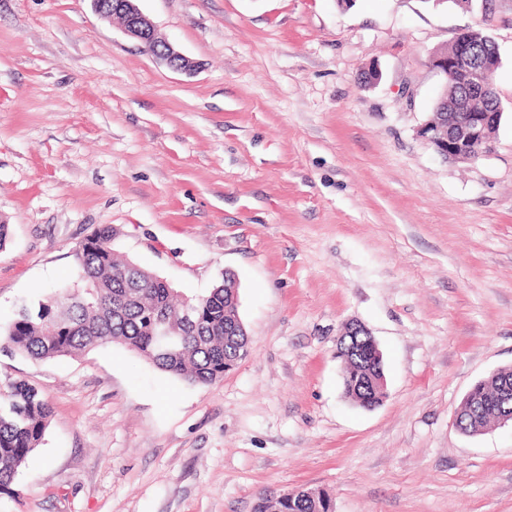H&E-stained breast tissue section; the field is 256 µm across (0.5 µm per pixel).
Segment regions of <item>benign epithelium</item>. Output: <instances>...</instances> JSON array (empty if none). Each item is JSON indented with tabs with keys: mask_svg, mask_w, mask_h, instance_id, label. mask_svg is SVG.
<instances>
[{
	"mask_svg": "<svg viewBox=\"0 0 512 512\" xmlns=\"http://www.w3.org/2000/svg\"><path fill=\"white\" fill-rule=\"evenodd\" d=\"M95 12L105 20H121L125 33L163 61L171 70L191 74L199 68V63L190 59L172 44L159 39L154 24L140 10L137 0H92ZM470 31L464 30L454 39L455 51L450 55L430 57L431 66L443 76L466 70L470 73V86L483 91L491 82L500 65L498 55H473L469 47ZM501 113L497 111H474L466 109L460 121L441 125L428 121L418 129V136L440 156L455 162H472L489 154L493 149L491 130L498 127ZM362 336L368 345L371 363L383 360L379 345L371 331L358 321L346 325L337 339L336 354L344 356L352 352L346 337Z\"/></svg>",
	"mask_w": 512,
	"mask_h": 512,
	"instance_id": "7a95c632",
	"label": "benign epithelium"
}]
</instances>
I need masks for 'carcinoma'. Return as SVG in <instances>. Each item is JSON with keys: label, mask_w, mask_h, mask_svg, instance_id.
Listing matches in <instances>:
<instances>
[{"label": "carcinoma", "mask_w": 512, "mask_h": 512, "mask_svg": "<svg viewBox=\"0 0 512 512\" xmlns=\"http://www.w3.org/2000/svg\"><path fill=\"white\" fill-rule=\"evenodd\" d=\"M477 50L496 53L498 48L482 29L471 30ZM445 97L435 116L449 121L456 115L458 98L467 86L466 75L452 74ZM500 98L493 86L470 100L471 109H493ZM112 227L95 229L75 252L82 271V286L50 294L35 305L23 302L15 317L0 325V336L17 353L33 359H53L90 352L120 343L152 362L158 369L190 385L211 384L224 377L246 356L247 330L238 314L232 289L224 284L231 276L201 297L175 301V290L145 268L137 280L123 276L130 260L112 248ZM162 318L179 331L166 339L157 335L153 319ZM366 364L345 362L342 387L353 403L376 405L380 397L356 387ZM512 388V372H501L484 381L477 420L470 421L471 404L465 403L460 422L485 427L512 409V394L503 396V385ZM51 407L32 384L23 379L0 382V493L11 489L19 469L43 443ZM329 501H315L300 494L293 500L259 498L253 512H330Z\"/></svg>", "instance_id": "carcinoma-1"}]
</instances>
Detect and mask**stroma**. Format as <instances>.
<instances>
[{"label": "stroma", "instance_id": "35a3bbf8", "mask_svg": "<svg viewBox=\"0 0 512 512\" xmlns=\"http://www.w3.org/2000/svg\"><path fill=\"white\" fill-rule=\"evenodd\" d=\"M139 7L196 72L91 0H0V324L76 285L108 224L178 291L233 273L249 353L189 385L118 344L34 361L0 341V379L52 407L0 512H252L302 488L334 512H512V426L453 424L512 366V0ZM479 27L505 113L490 154L454 162L417 135L430 56ZM354 320L384 354L372 409L342 391Z\"/></svg>", "mask_w": 512, "mask_h": 512}]
</instances>
